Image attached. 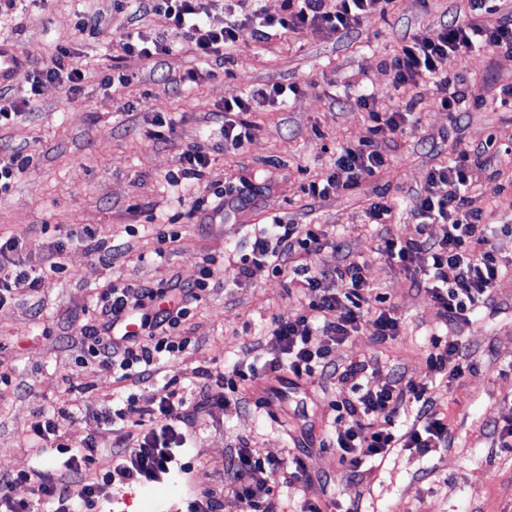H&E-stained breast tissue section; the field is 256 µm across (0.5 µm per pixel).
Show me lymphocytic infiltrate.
<instances>
[{"label": "lymphocytic infiltrate", "instance_id": "f902f5d3", "mask_svg": "<svg viewBox=\"0 0 512 512\" xmlns=\"http://www.w3.org/2000/svg\"><path fill=\"white\" fill-rule=\"evenodd\" d=\"M144 7L189 41L200 66L184 72L181 80L196 84L210 77L209 62H232L231 51L243 27H250L259 43L305 31L333 33L343 39L367 15L392 12L395 0H282L280 12L274 15L266 12L261 0H145ZM215 8L224 11L223 27L214 28L207 22ZM473 51L512 53L511 10L500 9L491 0H468L464 17L444 22L433 31L403 35L389 64L394 88L406 94L423 82H432L438 91L437 105L450 117H458L464 79L451 66L457 57ZM71 59L70 48L59 47L49 63L28 73V93L22 101L1 96L0 126L30 106L43 83H61L71 98H79L82 75ZM298 93L297 85L273 84L252 87L225 100L218 114L225 145L244 150L256 130L248 119L250 112L265 103H288ZM354 103L368 113L372 137L337 147L333 172L306 185L305 193L311 199L328 198L380 173L389 164V142L413 117L410 101L382 112L362 92ZM490 164L485 151L465 149L448 164L431 169L423 193L411 207L418 222L417 237L387 238L379 246L383 257L401 266L413 286L427 293L445 326L476 320L497 283L512 272V261L501 255L495 243L497 237H512V226L484 223L482 210L468 192L473 170ZM338 244L323 225L289 224L276 215L267 217L250 254L240 257L236 276L248 279L255 268L268 267L287 280L289 289L307 297V312L274 317L262 364L239 360L228 372L200 369L198 383L190 391L169 390L142 410L133 389L154 377L162 359L186 350V343L171 342L167 333L186 321L192 301L205 284L197 280L181 288H106L101 294V326L82 327L81 334L88 355L110 369L118 385L115 403L100 412L103 426L116 432L112 455L117 463L104 474L92 472L101 443L92 436L77 443L67 438L64 423L74 419L73 410L38 414L30 439L38 453L51 455L53 464L31 473L1 472L0 512H32L29 502L10 494L18 482L33 484L37 499L54 506L55 512H95L100 500L125 487L163 481L175 469L190 474L192 466L182 461L180 448L186 446L200 414L240 406L236 391L242 381L259 384L262 406L281 397L279 385L288 376L296 382L327 379L349 385V397L331 403L347 426L329 443L354 476L359 475L365 459L384 460L395 448L447 447L452 440L448 419L437 410L426 387L398 378L373 391L361 381L367 361L336 364L337 345L357 335L364 317L372 319L373 344L388 343L400 330L393 307L374 292L365 277L364 263L352 261L324 270L295 262L296 256H311ZM65 246H57L35 263L23 255V235L1 234L0 306L12 301L17 285L36 293L48 275L63 272ZM212 379L224 382L228 397L210 398L207 383ZM137 410L145 416L139 429L120 431L128 413ZM253 470L287 477L296 487L300 512H322L328 495L316 490L300 455L260 459L244 447L225 463L221 488L194 491L176 512H285L273 486L246 481V474Z\"/></svg>", "mask_w": 512, "mask_h": 512}]
</instances>
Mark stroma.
I'll return each instance as SVG.
<instances>
[{"mask_svg":"<svg viewBox=\"0 0 512 512\" xmlns=\"http://www.w3.org/2000/svg\"><path fill=\"white\" fill-rule=\"evenodd\" d=\"M83 11L98 16L93 31L78 32L77 16ZM467 11V0H431L425 10L416 0H402L394 13L366 16L349 39L308 31L258 44L246 27L239 32L233 71L214 62L213 77L188 88L179 77L197 61L179 31H165L175 53L155 65L118 46L129 30L155 32L158 21L152 15L115 9L113 0H16L12 5L0 0V43L10 44L21 57L18 73L0 83V93L25 97V73L49 63L60 45L71 49L84 74L79 101H72L60 84L47 82L32 107L13 125L0 127V145L29 158L9 196L0 200V234L25 235L28 252L38 257L70 229L91 224L112 250L104 260L86 247L69 248L64 273L49 276L36 294L18 286L14 301L0 307V365L12 378L0 389V459L11 471L47 466L28 446L37 412L75 408V420L65 425L72 441L111 437L99 414L112 398V373L94 359L77 361L80 329L93 324L101 288L164 287L206 277L190 317L170 333L174 342L187 336L192 342L137 387L143 406L164 395L170 381L186 386L197 369L230 367L256 348L275 315L306 308L307 298L289 292L286 282L267 269L255 270L247 280L236 276L255 230L275 214L288 223L321 224L340 234L342 249L325 248L310 257L311 266L364 262L368 282L386 294L402 320L390 344L373 345L365 333L351 337L337 347V362L369 359L363 383L373 390L397 375L428 386L448 415L452 442L428 453L394 449L358 481L348 478L335 449L325 445L331 432L345 427L330 407L338 397L332 381L292 390L285 410L256 408L258 393L249 390L239 408L202 418L182 454L194 466V486L221 487L224 460L240 445L260 458L284 457L300 447L311 477L327 480L342 506L354 502L360 512H512V448L500 447L498 440L502 426L512 423V274L500 281L478 321L446 328L439 325L429 296L378 252L381 238L416 237L410 209L429 171L460 150L482 147L490 137L496 151L489 167L474 169L471 193L476 205L492 206L490 222L512 225V205L499 201L501 186L512 176V106L494 102L496 88L512 82V54L476 51L453 63V71L465 78L456 121L437 107L432 83L401 95L388 68L401 35L435 28ZM114 67L129 82L112 93L101 79ZM274 83L296 84L300 93L290 104L263 106L251 114L258 131L245 152L215 149L220 137L215 114L225 100L250 86ZM361 90L382 111L414 98V118L391 143L387 169L353 189L311 199L303 187L326 176L337 146L371 136L367 113L352 100ZM158 113L178 123L170 139L144 136ZM194 144L211 155L202 181L170 187L167 174ZM229 182L255 189L256 196L221 218L213 190ZM380 195L393 203L392 217L385 224L365 225L364 210ZM164 230L178 232V251H165L159 238ZM435 335L458 344L472 369L442 381L428 361ZM185 490L183 481L172 476L130 487L101 508L171 512Z\"/></svg>","mask_w":512,"mask_h":512,"instance_id":"35a3bbf8","label":"stroma"}]
</instances>
